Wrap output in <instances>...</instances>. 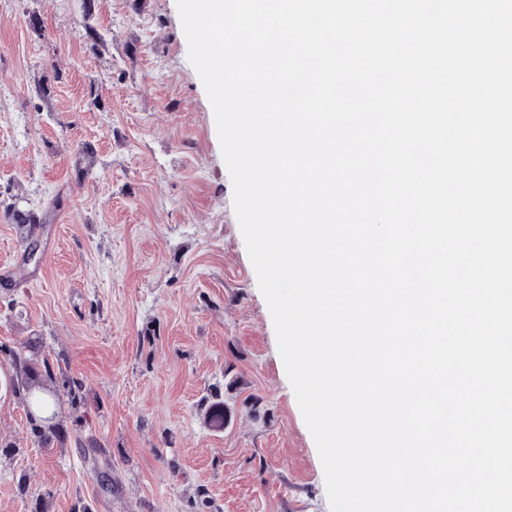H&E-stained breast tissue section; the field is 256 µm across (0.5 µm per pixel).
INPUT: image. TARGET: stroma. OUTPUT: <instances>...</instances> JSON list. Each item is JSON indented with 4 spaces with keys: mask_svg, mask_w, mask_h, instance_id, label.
<instances>
[{
    "mask_svg": "<svg viewBox=\"0 0 512 512\" xmlns=\"http://www.w3.org/2000/svg\"><path fill=\"white\" fill-rule=\"evenodd\" d=\"M0 512H330L176 0H0Z\"/></svg>",
    "mask_w": 512,
    "mask_h": 512,
    "instance_id": "stroma-1",
    "label": "stroma"
}]
</instances>
